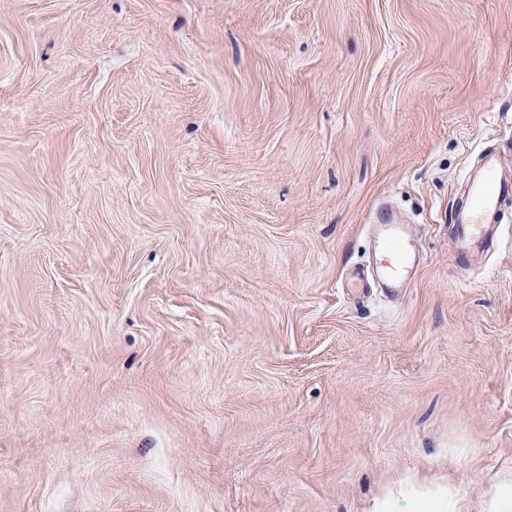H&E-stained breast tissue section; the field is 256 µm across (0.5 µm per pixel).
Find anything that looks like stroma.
Returning a JSON list of instances; mask_svg holds the SVG:
<instances>
[{"label":"stroma","mask_w":512,"mask_h":512,"mask_svg":"<svg viewBox=\"0 0 512 512\" xmlns=\"http://www.w3.org/2000/svg\"><path fill=\"white\" fill-rule=\"evenodd\" d=\"M512 0H0V512H366L512 472ZM424 259L351 288L377 208ZM471 455L449 463V444ZM485 177L470 186L467 207L457 213L456 249L461 253L484 249L490 242V228L486 222L506 197L512 198V175L498 174L496 155L492 149L482 156ZM368 512H471L468 496L452 483L429 484L416 476L398 477Z\"/></svg>","instance_id":"1"}]
</instances>
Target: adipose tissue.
I'll use <instances>...</instances> for the list:
<instances>
[{
    "label": "adipose tissue",
    "mask_w": 512,
    "mask_h": 512,
    "mask_svg": "<svg viewBox=\"0 0 512 512\" xmlns=\"http://www.w3.org/2000/svg\"><path fill=\"white\" fill-rule=\"evenodd\" d=\"M369 512H471V504L455 484H431L405 476L377 497Z\"/></svg>",
    "instance_id": "adipose-tissue-1"
}]
</instances>
